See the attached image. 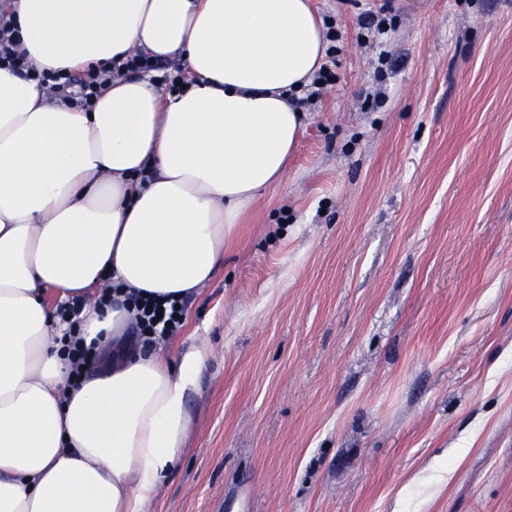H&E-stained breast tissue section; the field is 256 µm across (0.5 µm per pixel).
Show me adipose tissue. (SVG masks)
Instances as JSON below:
<instances>
[{"mask_svg": "<svg viewBox=\"0 0 512 512\" xmlns=\"http://www.w3.org/2000/svg\"><path fill=\"white\" fill-rule=\"evenodd\" d=\"M39 68L142 50L180 59L160 93L114 81L92 111L0 68V512H144L179 461L206 345L118 347L131 295L211 284L281 183L328 41L311 0H13ZM56 302L80 300L77 324ZM104 355L74 375L64 338Z\"/></svg>", "mask_w": 512, "mask_h": 512, "instance_id": "adipose-tissue-1", "label": "adipose tissue"}]
</instances>
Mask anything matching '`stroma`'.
<instances>
[{
    "label": "stroma",
    "instance_id": "stroma-1",
    "mask_svg": "<svg viewBox=\"0 0 512 512\" xmlns=\"http://www.w3.org/2000/svg\"><path fill=\"white\" fill-rule=\"evenodd\" d=\"M312 4L334 81L165 344L211 357L145 512H512V0Z\"/></svg>",
    "mask_w": 512,
    "mask_h": 512
}]
</instances>
